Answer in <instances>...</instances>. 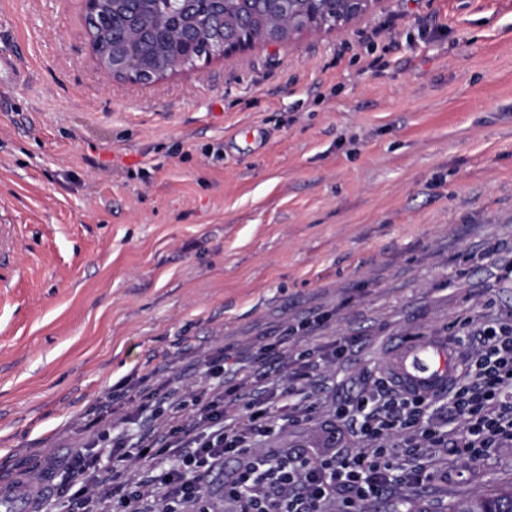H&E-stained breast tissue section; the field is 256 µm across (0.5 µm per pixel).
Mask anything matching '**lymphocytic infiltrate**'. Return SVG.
I'll return each instance as SVG.
<instances>
[{
  "instance_id": "f902f5d3",
  "label": "lymphocytic infiltrate",
  "mask_w": 512,
  "mask_h": 512,
  "mask_svg": "<svg viewBox=\"0 0 512 512\" xmlns=\"http://www.w3.org/2000/svg\"><path fill=\"white\" fill-rule=\"evenodd\" d=\"M324 357L319 350L298 353L288 389L280 394L267 390L263 373H254L242 422L236 416L237 393L213 386L214 370L175 385L140 388L139 410L159 403L175 408L166 425L168 443L161 446L142 438L130 444L111 439L106 431L98 441L116 462L164 453L169 466L153 480L116 486L99 475L94 448L76 450L67 463L79 485L72 495L75 512H100L101 503L112 498L124 512H142L144 500L159 490L164 493L162 512H213L198 480L227 457L239 465L224 478V512H322L336 497L345 512H362L364 503L385 498L396 483H433L438 472L433 449L479 458L489 449L512 445V321L484 329L444 394H412L385 375L374 392L338 405L336 415L362 413V448L330 453L308 448L288 454L262 448L260 441L272 434L274 422L293 425L307 419L306 389ZM185 408L192 409V417H179ZM452 417L464 425L462 439L449 437ZM394 437L400 440L396 449L389 446Z\"/></svg>"
}]
</instances>
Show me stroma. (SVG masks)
<instances>
[{
	"mask_svg": "<svg viewBox=\"0 0 512 512\" xmlns=\"http://www.w3.org/2000/svg\"><path fill=\"white\" fill-rule=\"evenodd\" d=\"M0 489L95 439L159 428L134 387L281 348L321 362L309 420L265 445L359 448L335 415L402 340L451 362L512 315V0H392L343 34L258 44L151 83L104 82L83 0H0ZM512 485V447L449 457L365 512H449Z\"/></svg>",
	"mask_w": 512,
	"mask_h": 512,
	"instance_id": "35a3bbf8",
	"label": "stroma"
}]
</instances>
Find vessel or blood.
<instances>
[{
    "label": "vessel or blood",
    "instance_id": "obj_1",
    "mask_svg": "<svg viewBox=\"0 0 512 512\" xmlns=\"http://www.w3.org/2000/svg\"><path fill=\"white\" fill-rule=\"evenodd\" d=\"M450 344L443 336H423L401 342L395 351L391 373L404 389L419 393L439 392L448 384ZM5 512H30L28 490L17 487L0 492Z\"/></svg>",
    "mask_w": 512,
    "mask_h": 512
}]
</instances>
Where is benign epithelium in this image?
Listing matches in <instances>:
<instances>
[{
    "label": "benign epithelium",
    "mask_w": 512,
    "mask_h": 512,
    "mask_svg": "<svg viewBox=\"0 0 512 512\" xmlns=\"http://www.w3.org/2000/svg\"><path fill=\"white\" fill-rule=\"evenodd\" d=\"M283 15L288 17V38L298 35L317 37L324 33H341L349 26L377 10H384L391 0H276ZM170 10L159 26L138 30L131 18L124 20L123 39L136 41L133 49L119 50L112 34L116 21L112 0H84L85 27L90 50L103 77L146 82L163 78L151 65L149 47L164 43L171 57L165 73L196 66L190 55L197 37L190 25L195 13L210 28L208 56L245 51L256 44L277 42L268 28H256L252 17L240 16L232 24L224 20V0H169Z\"/></svg>",
    "instance_id": "obj_1"
}]
</instances>
